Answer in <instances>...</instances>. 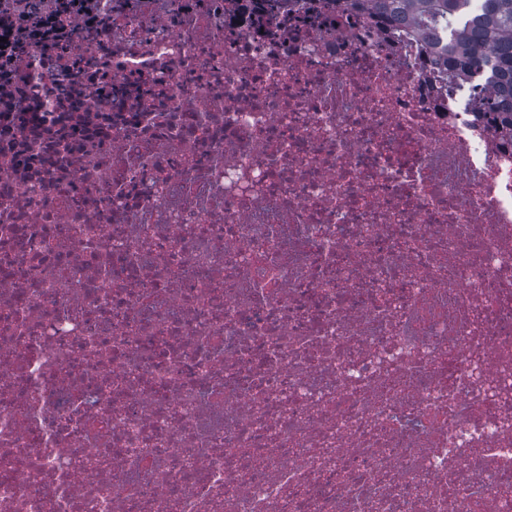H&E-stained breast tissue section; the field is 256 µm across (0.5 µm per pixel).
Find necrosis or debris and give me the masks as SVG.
Listing matches in <instances>:
<instances>
[{
    "label": "necrosis or debris",
    "mask_w": 512,
    "mask_h": 512,
    "mask_svg": "<svg viewBox=\"0 0 512 512\" xmlns=\"http://www.w3.org/2000/svg\"><path fill=\"white\" fill-rule=\"evenodd\" d=\"M1 38L0 512H512V145L421 37L0 0Z\"/></svg>",
    "instance_id": "obj_1"
}]
</instances>
